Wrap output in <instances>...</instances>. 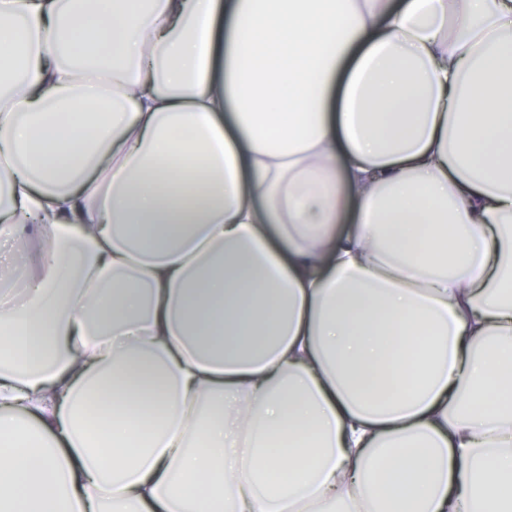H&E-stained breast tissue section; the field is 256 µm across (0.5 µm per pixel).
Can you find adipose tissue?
Listing matches in <instances>:
<instances>
[{
  "label": "adipose tissue",
  "mask_w": 512,
  "mask_h": 512,
  "mask_svg": "<svg viewBox=\"0 0 512 512\" xmlns=\"http://www.w3.org/2000/svg\"><path fill=\"white\" fill-rule=\"evenodd\" d=\"M0 237V512H512V0H0Z\"/></svg>",
  "instance_id": "ef3b65f1"
}]
</instances>
